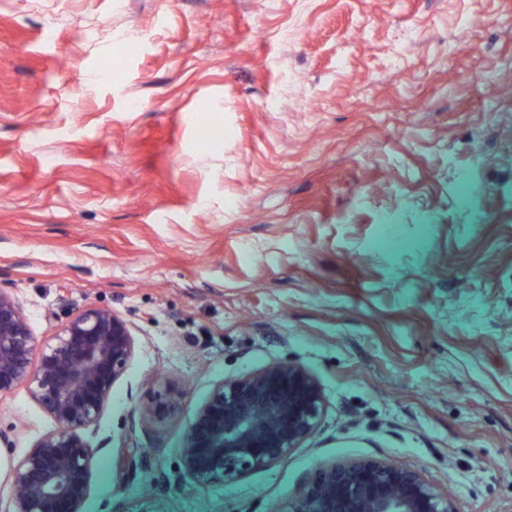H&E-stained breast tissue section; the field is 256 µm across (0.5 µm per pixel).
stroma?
Returning <instances> with one entry per match:
<instances>
[{"label": "stroma", "instance_id": "1", "mask_svg": "<svg viewBox=\"0 0 512 512\" xmlns=\"http://www.w3.org/2000/svg\"><path fill=\"white\" fill-rule=\"evenodd\" d=\"M507 85L512 0H0V285L40 340L89 306L134 327L85 512H277L375 459L512 512ZM279 362L317 432L197 484L194 411ZM169 382L180 413L143 418ZM54 426L0 396V458Z\"/></svg>", "mask_w": 512, "mask_h": 512}]
</instances>
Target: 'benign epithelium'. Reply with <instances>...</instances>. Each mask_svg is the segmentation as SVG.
Instances as JSON below:
<instances>
[{
  "label": "benign epithelium",
  "instance_id": "benign-epithelium-1",
  "mask_svg": "<svg viewBox=\"0 0 512 512\" xmlns=\"http://www.w3.org/2000/svg\"><path fill=\"white\" fill-rule=\"evenodd\" d=\"M134 353L133 327L118 313L87 307L37 345L16 297L0 288V396L25 387L56 422L4 480L10 512H83L98 448L96 428ZM184 388L169 386L156 407L180 412ZM324 400L317 381L294 363L217 383L193 414L181 448L186 472L199 483L233 482L266 470L317 431ZM285 512H457L455 503L420 472L385 460L324 469Z\"/></svg>",
  "mask_w": 512,
  "mask_h": 512
}]
</instances>
